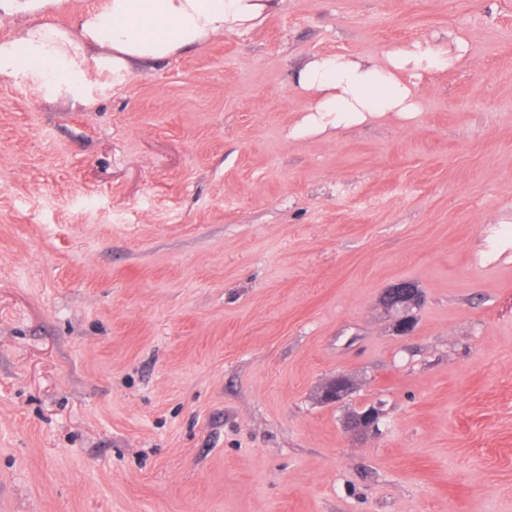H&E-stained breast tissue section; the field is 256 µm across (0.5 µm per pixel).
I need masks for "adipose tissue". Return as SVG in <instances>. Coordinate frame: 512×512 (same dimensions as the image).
Masks as SVG:
<instances>
[{"mask_svg":"<svg viewBox=\"0 0 512 512\" xmlns=\"http://www.w3.org/2000/svg\"><path fill=\"white\" fill-rule=\"evenodd\" d=\"M68 0H0V75L45 95L89 105L92 75L119 74L134 65L203 49L225 33L260 25L278 0H99L74 12L70 27L51 22ZM467 55L465 41L415 40L383 58L324 53L312 56L292 78L310 113L291 133L344 129L369 119L412 118L419 89Z\"/></svg>","mask_w":512,"mask_h":512,"instance_id":"adipose-tissue-1","label":"adipose tissue"}]
</instances>
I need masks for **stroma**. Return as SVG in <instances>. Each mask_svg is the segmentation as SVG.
<instances>
[{
    "instance_id": "stroma-1",
    "label": "stroma",
    "mask_w": 512,
    "mask_h": 512,
    "mask_svg": "<svg viewBox=\"0 0 512 512\" xmlns=\"http://www.w3.org/2000/svg\"><path fill=\"white\" fill-rule=\"evenodd\" d=\"M455 35L412 119L292 135L306 58ZM0 499L512 512V0H281L87 108L0 75ZM422 302L419 288L411 282H397L386 289L381 295V304L386 309H394L403 313L393 324L397 335H409L414 328L412 315L409 312ZM350 379L347 374L337 372L321 385L317 397L318 401L325 405L342 406L351 392ZM381 416V409L376 405L362 407L356 412H349L345 420V428L355 434H366L376 430Z\"/></svg>"
}]
</instances>
